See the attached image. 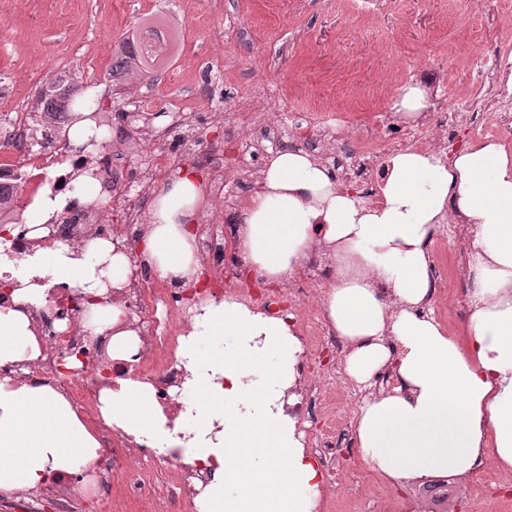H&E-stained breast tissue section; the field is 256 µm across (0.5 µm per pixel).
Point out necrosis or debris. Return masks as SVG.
I'll list each match as a JSON object with an SVG mask.
<instances>
[{"label":"necrosis or debris","instance_id":"4bbe7bcc","mask_svg":"<svg viewBox=\"0 0 512 512\" xmlns=\"http://www.w3.org/2000/svg\"><path fill=\"white\" fill-rule=\"evenodd\" d=\"M475 110L476 116L468 127L470 135L511 131L512 88L500 80H493L476 101ZM325 121L322 114L308 119L295 118L282 104L279 92L270 87L246 102L226 96L224 125L234 135L237 153L227 157L221 147L214 146L197 156L201 166L214 172L212 204L194 226L197 249L204 266L197 287L187 290L182 288L180 281L166 279L149 288L135 276L127 288L110 291V301L122 303L141 323L137 362L132 367L109 357L107 339L97 333L91 323L87 315L90 301L81 289L53 287L49 309L39 315L45 358L41 364L31 367L29 380L69 391L76 405H94L110 379L129 370L136 379L153 386L156 401L165 412L184 411V404L178 402L171 390L180 386L184 374L179 348L186 323L198 305L219 302L227 296L270 315L291 314L296 335L303 344L299 359L302 377L314 384L329 380L328 370L309 365L312 345L333 341L331 333L310 314L316 296L314 285L329 276V269L312 265L300 283L286 291L265 287L263 275L244 271L235 258L227 256L226 244L235 227L224 221L225 212L234 205V195L226 191L224 185L228 182L239 184L246 157L256 150L255 129L276 136L287 127H294L302 148L319 153L323 150L320 129ZM0 123L10 126L12 141L20 149L17 156L0 157V195L11 198L14 203L28 207L45 189H56L58 182L64 179L59 166L66 161L75 167L91 169L93 174L113 184L104 202L93 201L65 208L45 237L30 238L23 226L17 233L1 237V252L20 260L31 248H49L58 241L75 244L90 237L132 244L140 241L151 188L157 177L165 175L174 165L173 158L165 150L153 143L146 144L140 178L136 185L126 187L122 184L124 173L119 161L112 155L111 142H103L93 151L78 153L68 140L57 137V130L71 125L69 113H55L51 125L43 127L38 124L35 114L20 103L13 111L1 113ZM456 126L457 110L444 98L435 103L433 111L423 113L415 128L393 125L389 114L381 112L364 140L357 164H348L342 150L331 156L330 161L333 166L347 171L346 183L354 188L359 198L376 204L381 200L384 156L401 151L447 153L449 143L457 138ZM113 214L121 215L122 223H107V216ZM66 358L73 360V367H63L62 361ZM288 410L302 425L305 437L319 455L326 471V487L340 490L342 482L334 466L336 417L319 413L317 397L311 391L297 395ZM100 445L103 470L150 505L152 512H193L194 495L186 490L193 474L192 467L152 449L131 447L117 431L108 428L102 431ZM154 468L167 471L164 486L153 484L150 471Z\"/></svg>","mask_w":512,"mask_h":512}]
</instances>
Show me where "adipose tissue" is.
Returning a JSON list of instances; mask_svg holds the SVG:
<instances>
[{"label":"adipose tissue","mask_w":512,"mask_h":512,"mask_svg":"<svg viewBox=\"0 0 512 512\" xmlns=\"http://www.w3.org/2000/svg\"><path fill=\"white\" fill-rule=\"evenodd\" d=\"M386 168L381 202L366 206L310 154L273 156L229 250L275 282L314 253L335 264L324 309L344 342L346 374L362 385L385 371L395 380L366 397L356 416L360 454L382 477L398 484L434 473L466 477L488 458L512 469V153L487 138L447 163L399 152ZM71 185L36 201L31 236H47L67 202L95 199L89 173ZM206 204L188 169L156 191L142 242L161 277L189 283L197 274L189 226ZM450 212L474 228L468 271L476 291L464 341L424 312L434 294L428 243ZM3 273L17 287L12 303L0 306V367L41 359L37 313L55 284L99 297L93 310L111 334L110 356L133 361L135 327L102 301L132 273L110 242L94 239L80 250L59 242L18 263L0 255ZM301 353L288 320L231 297L211 301L196 309L182 341L186 412L168 420L150 384L124 377L102 390L99 417L186 465L214 462L193 481L198 512H312L320 473L287 410ZM99 457L97 437L66 394L0 378V497L95 472Z\"/></svg>","instance_id":"1"}]
</instances>
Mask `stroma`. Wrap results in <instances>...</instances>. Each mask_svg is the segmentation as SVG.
I'll use <instances>...</instances> for the list:
<instances>
[{"label": "stroma", "mask_w": 512, "mask_h": 512, "mask_svg": "<svg viewBox=\"0 0 512 512\" xmlns=\"http://www.w3.org/2000/svg\"><path fill=\"white\" fill-rule=\"evenodd\" d=\"M147 26L168 33V56L153 77H111L119 42ZM508 42L512 0H0V76L27 105L63 64L84 85L103 86L99 117L116 132L142 91L156 112L148 133L165 130L161 112L187 103L208 145L229 139L217 118L225 94L246 99L270 85L289 111L339 110L367 125L390 110L398 81L421 82L435 98L478 97ZM438 231L459 246L432 252V261L468 291L459 267L471 228ZM355 418L353 410L340 426L344 489L322 512H407L419 490L444 482L441 474L405 485L383 479L359 453Z\"/></svg>", "instance_id": "1"}]
</instances>
